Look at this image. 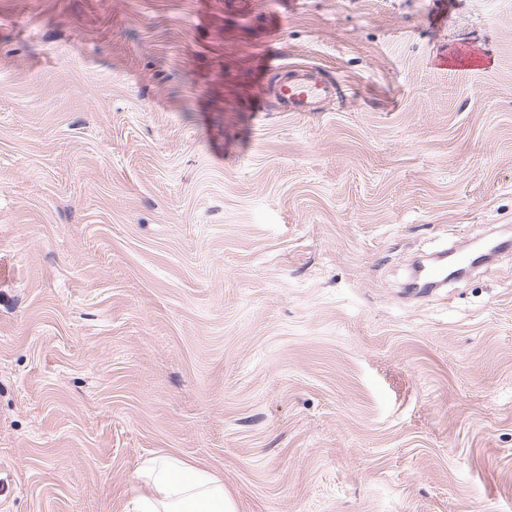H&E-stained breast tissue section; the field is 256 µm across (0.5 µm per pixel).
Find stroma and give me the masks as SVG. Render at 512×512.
Masks as SVG:
<instances>
[{
    "mask_svg": "<svg viewBox=\"0 0 512 512\" xmlns=\"http://www.w3.org/2000/svg\"><path fill=\"white\" fill-rule=\"evenodd\" d=\"M271 8L0 0V512H512V0ZM288 63L269 64V70L280 77L278 99L288 104L293 112H312L317 103L336 94V85L324 78L312 80L306 69ZM138 477L146 491L127 512H237L220 477L174 454L148 457Z\"/></svg>",
    "mask_w": 512,
    "mask_h": 512,
    "instance_id": "stroma-1",
    "label": "stroma"
}]
</instances>
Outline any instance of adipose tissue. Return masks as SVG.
Here are the masks:
<instances>
[{
  "label": "adipose tissue",
  "mask_w": 512,
  "mask_h": 512,
  "mask_svg": "<svg viewBox=\"0 0 512 512\" xmlns=\"http://www.w3.org/2000/svg\"><path fill=\"white\" fill-rule=\"evenodd\" d=\"M138 477L145 490L128 512H237L220 477L176 455L148 457Z\"/></svg>",
  "instance_id": "obj_1"
}]
</instances>
